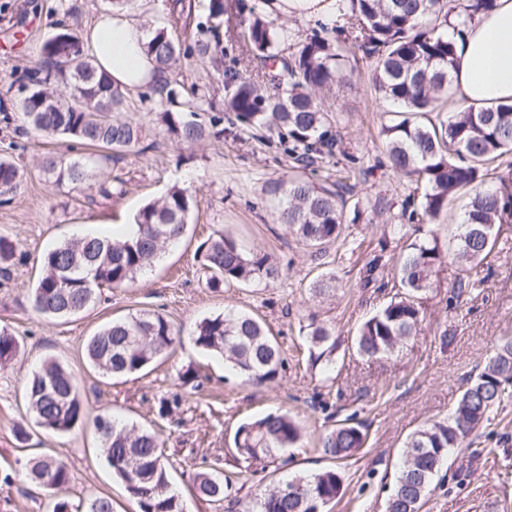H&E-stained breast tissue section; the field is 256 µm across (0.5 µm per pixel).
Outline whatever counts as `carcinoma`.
Here are the masks:
<instances>
[{
  "label": "carcinoma",
  "instance_id": "carcinoma-1",
  "mask_svg": "<svg viewBox=\"0 0 512 512\" xmlns=\"http://www.w3.org/2000/svg\"><path fill=\"white\" fill-rule=\"evenodd\" d=\"M347 25L318 24L319 31L299 42L285 56L280 35L258 4L242 0H209L207 23L195 22L192 0H170L169 26L155 30L144 50L161 71L196 55L224 63V16L235 19L233 40L238 55L223 71L226 105L234 125L263 130L288 142L293 173L277 182L279 221L321 257L337 242L348 223L346 195L356 158L339 150L332 117L320 93L354 73L358 58L369 62L371 81L381 98L399 107L384 125L388 167L425 185L419 206L405 200L399 223L434 221L448 211V199H464L458 224L454 260L461 267L454 292L462 296L483 284L475 274L494 247L495 228L512 224V102L490 107L448 105L453 73L459 66L454 39L478 15L496 7V0H345ZM195 28L194 44L181 49L170 28ZM278 64L261 80L239 72L253 59ZM69 86L66 98L55 85ZM21 111L28 125L51 137L98 148L107 160L140 143L141 128L118 116L128 92L113 85L83 49L80 35L63 29L46 41L30 68ZM195 95L182 105L188 115L157 113V121L183 144H195L207 126L197 120ZM343 158L331 187L311 181L306 170L336 154ZM506 158L496 181L485 185L488 161ZM45 170L63 184H80L88 177L79 159L46 161ZM24 170L0 158V202L17 191ZM193 198L174 186L158 201L144 206L120 238L86 236L59 243L43 257V273L33 288L31 306L50 318L84 312L103 288H127L153 267L165 247L180 240L187 229ZM386 246L365 265L364 286L395 290L390 302L364 321L354 338L356 352L367 358L394 354L407 338L421 330L420 300L432 285L433 274L446 258L439 240L414 239L397 262ZM206 286L214 291L250 284H274L283 277L279 263L260 250H247L231 234L219 232L207 241L204 255ZM179 340L175 327L156 311L141 310L102 326L85 346L88 362L102 375L136 374ZM194 344L224 358L229 369L245 381L277 382L284 359L275 337L247 312H224L202 319ZM308 361L328 373L335 365L336 339L324 325L310 323L306 336ZM18 340L0 332V362L11 359ZM27 402L38 426L69 432L83 424L85 404L75 375L54 360L44 362L27 384ZM512 399V340L502 342L447 417L424 424L404 443L398 475L387 501V512H420L442 464L463 446L492 410ZM104 461L124 483L138 512H184L181 496L171 486L169 458L159 437L121 423L104 412L94 420ZM302 438L299 423L288 413L270 412L240 424L233 450L243 463L278 462L281 454ZM368 438L366 427L348 417L326 432L322 453L336 461L352 458ZM30 482L49 497L50 512H71L65 491L70 470L62 460L43 456L30 464ZM340 471L327 469L278 482L257 498V510L247 512H315L341 494ZM232 481L209 471L196 475L193 493L217 506L230 495ZM82 512H113L112 499L97 495Z\"/></svg>",
  "mask_w": 512,
  "mask_h": 512
}]
</instances>
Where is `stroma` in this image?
Instances as JSON below:
<instances>
[{"instance_id":"stroma-1","label":"stroma","mask_w":512,"mask_h":512,"mask_svg":"<svg viewBox=\"0 0 512 512\" xmlns=\"http://www.w3.org/2000/svg\"><path fill=\"white\" fill-rule=\"evenodd\" d=\"M107 8L106 0H0V74L11 77L10 83L0 82V103L9 113L8 121L0 120V155L11 153L27 171L10 202L0 204V236L15 244L7 263L10 275L0 277V329L20 344L13 359L0 363V512H47V498L25 477L30 461L42 454L67 464L73 480L66 495L72 503L103 494L111 497L114 512H137L103 462L92 419L104 411L159 432L185 512H242L259 490L332 467L341 472L343 489L330 512H387L406 437L446 417L469 378L512 337V224L498 226L496 244L481 267L486 280L480 288L452 299L460 270L449 258L422 300L418 335L391 357L358 356L351 348L353 336L391 297L390 291L361 284L369 252L378 248L385 225L396 223L402 201L422 194L420 186L383 163L379 133L392 106L375 93L366 63H359L358 76L325 94L343 149L359 159L348 202L360 215L346 234L363 240L364 248L352 253L338 242L317 260L277 220L272 184L292 172L278 141H260L236 128L220 141L209 137L190 147L179 144L158 123L156 114L165 104L148 89L133 93L124 113L142 128L141 148L113 161H94L77 187L57 184L44 172L45 157L68 159L80 150L27 125L20 88L44 40L63 25L84 32ZM178 78L196 90L203 116H226L220 72L198 65L182 68ZM11 141L16 150H8ZM103 184L111 186V195L100 194ZM175 185L194 198L187 232L137 283L103 291L100 301L74 317L49 318L33 310L32 289L46 251L85 234L121 236L145 204ZM219 230L271 254L283 269L282 280L268 287L206 288L202 245ZM331 272L335 292L314 294L315 282ZM139 310L163 314L179 331L180 343L147 372L103 377L86 362L88 338L112 318ZM224 311L255 314L276 337L285 359L276 384L245 382L225 371L223 358L195 346L197 322ZM313 319L332 327L340 340L330 382L309 367L301 329ZM47 360L76 375L87 407V421L67 433L36 427L28 410L27 381ZM189 367L200 375L198 388L179 379ZM164 400L171 412L162 417L158 408ZM276 409L288 411L302 428L301 442L285 453L287 465L276 471L258 462L238 470L230 450L235 429ZM350 415L367 425L368 440L358 454L338 463L321 452L320 438L332 422ZM21 424L30 428L23 444L15 438ZM211 467L237 475L220 507L188 491L195 474ZM422 512H512V400L449 455Z\"/></svg>"}]
</instances>
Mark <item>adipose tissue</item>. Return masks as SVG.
<instances>
[{"label": "adipose tissue", "instance_id": "1", "mask_svg": "<svg viewBox=\"0 0 512 512\" xmlns=\"http://www.w3.org/2000/svg\"><path fill=\"white\" fill-rule=\"evenodd\" d=\"M149 29L129 13L99 15L83 34L84 47L114 84L128 91L160 87L165 75L146 56ZM460 66L454 74L458 100L476 107L512 101V0H498L495 9L468 25L457 45Z\"/></svg>", "mask_w": 512, "mask_h": 512}]
</instances>
